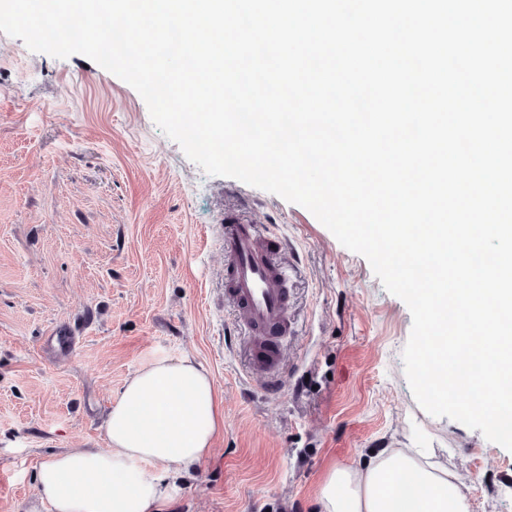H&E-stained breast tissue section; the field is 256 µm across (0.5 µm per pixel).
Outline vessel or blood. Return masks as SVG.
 <instances>
[{"mask_svg":"<svg viewBox=\"0 0 512 512\" xmlns=\"http://www.w3.org/2000/svg\"><path fill=\"white\" fill-rule=\"evenodd\" d=\"M227 260L224 297L249 333L245 351L252 374L277 392L284 387L286 336L291 325L288 269L280 241L265 225L225 217L220 227Z\"/></svg>","mask_w":512,"mask_h":512,"instance_id":"vessel-or-blood-1","label":"vessel or blood"}]
</instances>
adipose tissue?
Returning a JSON list of instances; mask_svg holds the SVG:
<instances>
[{"instance_id": "obj_1", "label": "adipose tissue", "mask_w": 512, "mask_h": 512, "mask_svg": "<svg viewBox=\"0 0 512 512\" xmlns=\"http://www.w3.org/2000/svg\"><path fill=\"white\" fill-rule=\"evenodd\" d=\"M224 424L215 381L194 358L160 360L125 383L105 419L107 448L59 452L40 463L36 507L49 512H166L176 484L213 451ZM319 512H473L469 486L412 448H386L332 466Z\"/></svg>"}]
</instances>
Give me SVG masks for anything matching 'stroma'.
I'll use <instances>...</instances> for the list:
<instances>
[{
	"label": "stroma",
	"instance_id": "stroma-1",
	"mask_svg": "<svg viewBox=\"0 0 512 512\" xmlns=\"http://www.w3.org/2000/svg\"><path fill=\"white\" fill-rule=\"evenodd\" d=\"M287 243V386L252 380L224 301L225 215ZM69 329L75 350L50 337ZM407 305L306 208L211 176L128 83L0 32V512H28L38 465L106 448L126 380L192 356L224 427L167 512H317L332 463L426 448L471 487L475 512H512V452L428 414L407 382Z\"/></svg>",
	"mask_w": 512,
	"mask_h": 512
}]
</instances>
